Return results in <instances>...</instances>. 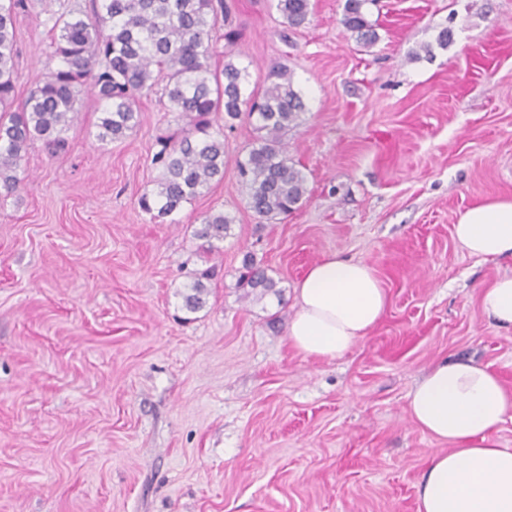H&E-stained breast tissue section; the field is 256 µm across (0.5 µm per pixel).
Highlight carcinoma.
<instances>
[{"mask_svg": "<svg viewBox=\"0 0 512 512\" xmlns=\"http://www.w3.org/2000/svg\"><path fill=\"white\" fill-rule=\"evenodd\" d=\"M374 0H345L343 23L369 46L378 34L367 20L365 6ZM25 0H0V192L12 195L24 183L22 164L39 141L55 155L68 146V132L78 106L90 93L105 103L96 125L103 144L124 140L139 125L137 95L162 87L165 111L186 120L185 126L159 139L154 155L161 175L139 198L147 213L167 215L224 180L222 117L242 112L264 133L246 155L237 159L249 208L260 218L288 216L308 193L302 170L289 163L288 131L304 111L293 76L272 69L263 89L249 87L248 67L224 61L213 65L219 13H229L223 0H92L91 13L59 15L52 26L54 55L60 66L33 83L16 102L14 16ZM277 10L290 27L306 23L311 0H277ZM235 218L208 213L194 236L208 250L230 235ZM240 287L264 296L280 294L277 282L253 260L244 261ZM211 271L195 274L185 286V309L196 313L209 296Z\"/></svg>", "mask_w": 512, "mask_h": 512, "instance_id": "1", "label": "carcinoma"}]
</instances>
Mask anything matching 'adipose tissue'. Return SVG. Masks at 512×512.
<instances>
[{
  "label": "adipose tissue",
  "mask_w": 512,
  "mask_h": 512,
  "mask_svg": "<svg viewBox=\"0 0 512 512\" xmlns=\"http://www.w3.org/2000/svg\"><path fill=\"white\" fill-rule=\"evenodd\" d=\"M453 235L469 255H512V199L466 209ZM295 293L298 310L288 338L317 358L343 356L378 323L386 306L371 268L336 254L310 266ZM481 305L499 325L512 326V276L483 288ZM407 404L414 423L446 445L418 484V512H512V448L500 447L493 437L512 412V396L499 378L470 360H443L409 392Z\"/></svg>",
  "instance_id": "1"
}]
</instances>
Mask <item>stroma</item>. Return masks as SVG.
<instances>
[{
    "label": "stroma",
    "mask_w": 512,
    "mask_h": 512,
    "mask_svg": "<svg viewBox=\"0 0 512 512\" xmlns=\"http://www.w3.org/2000/svg\"><path fill=\"white\" fill-rule=\"evenodd\" d=\"M227 3L238 37L216 61L254 85L286 68L302 96L286 142L307 199L273 221L248 207L243 115L224 130L223 182L143 211L156 139L179 127L155 92L124 141H97L89 95L67 152L29 149L22 189L0 198V512H418L440 444L410 419V389L470 357L512 393V328L480 304L512 256L470 257L453 236L460 212L512 198V0H377L369 48L345 0H311L295 30L276 0ZM88 8L27 0L18 94L60 64L51 12ZM212 210L235 218L215 251L192 235ZM248 254L279 295L245 297ZM331 254L367 264L387 304L322 359L288 326L297 283ZM209 268L206 308L186 312L181 291Z\"/></svg>",
    "instance_id": "stroma-1"
}]
</instances>
